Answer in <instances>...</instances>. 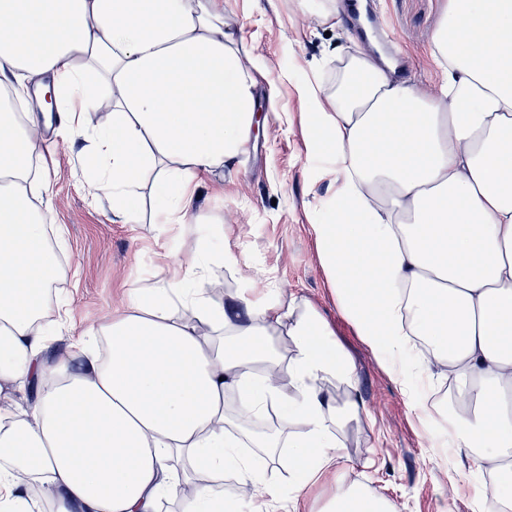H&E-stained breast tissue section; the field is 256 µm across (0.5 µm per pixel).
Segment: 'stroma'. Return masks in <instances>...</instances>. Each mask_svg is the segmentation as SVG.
Returning a JSON list of instances; mask_svg holds the SVG:
<instances>
[{"mask_svg":"<svg viewBox=\"0 0 512 512\" xmlns=\"http://www.w3.org/2000/svg\"><path fill=\"white\" fill-rule=\"evenodd\" d=\"M320 5L312 0L303 14L297 0H224V21L237 32L244 66L260 68L256 148L239 170L205 179L203 223H153L149 187L143 191L141 223H123L113 216L110 198L89 179L88 142L58 138L49 145L48 223L63 245V274L53 302L68 310L66 329L77 334L119 307L133 282L162 276L158 253L187 262L200 242L214 251L231 246L240 266L212 267L215 301L245 277L256 288L295 294L325 319L356 368V389L338 382L329 386L346 419L336 437L343 444L348 481L383 495L393 512H473L477 484L469 474L470 460L443 466L380 358L341 314L319 264L312 227L328 220L334 189L321 172L331 162L308 139L299 88L315 74L324 88H332L341 58L371 51L355 37L346 13L325 18ZM449 7V0L372 3L374 14L387 23L395 54L408 65L410 84L426 91L442 81L431 56L432 37ZM356 396L363 403L357 416L349 409Z\"/></svg>","mask_w":512,"mask_h":512,"instance_id":"1","label":"stroma"}]
</instances>
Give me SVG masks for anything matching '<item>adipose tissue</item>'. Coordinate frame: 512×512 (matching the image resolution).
Instances as JSON below:
<instances>
[{
  "mask_svg": "<svg viewBox=\"0 0 512 512\" xmlns=\"http://www.w3.org/2000/svg\"><path fill=\"white\" fill-rule=\"evenodd\" d=\"M432 56L443 82L431 94L369 56L348 60L335 92L302 85L338 182L329 221L313 230L340 311L418 420L431 417V386L454 385L450 430L428 439L444 462L464 454L491 473L477 512H512V0H452ZM0 85L23 99L53 92L61 114L38 102L19 131L0 106V512H43L46 499L53 512H159L181 480L195 488L181 512H266L282 500L297 512L327 476V512H390L345 477L327 386H355L354 364L322 316L282 290L246 281L214 301L209 271L238 267L232 249L200 248L130 288L98 329L66 336L43 322L62 266L30 202L51 192L41 142L52 125L88 136L89 176L127 224L140 223L148 184L163 223L197 221V179L241 165L257 80L224 0H0ZM89 111L103 114L92 134ZM31 384L34 401L18 406ZM271 409L298 432L244 430Z\"/></svg>",
  "mask_w": 512,
  "mask_h": 512,
  "instance_id": "adipose-tissue-1",
  "label": "adipose tissue"
}]
</instances>
